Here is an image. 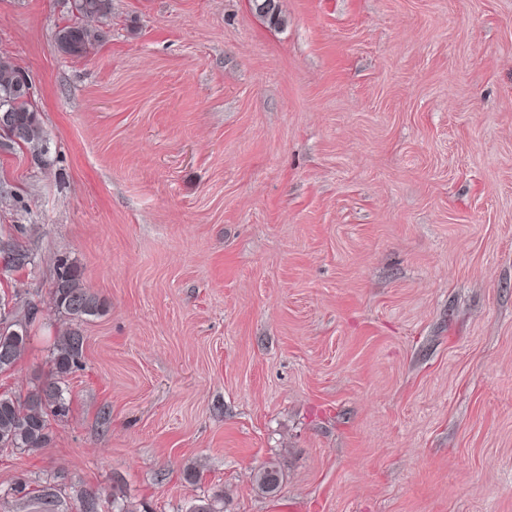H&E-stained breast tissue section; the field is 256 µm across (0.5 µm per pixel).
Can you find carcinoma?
Masks as SVG:
<instances>
[{
    "instance_id": "carcinoma-1",
    "label": "carcinoma",
    "mask_w": 512,
    "mask_h": 512,
    "mask_svg": "<svg viewBox=\"0 0 512 512\" xmlns=\"http://www.w3.org/2000/svg\"><path fill=\"white\" fill-rule=\"evenodd\" d=\"M111 2L73 0V8L81 21L64 26L55 33V42L61 53L82 57L104 38L101 27L90 26L86 21L107 19L111 13ZM256 9L270 22L279 21V0H257ZM30 83L28 73L9 61L0 60V109H9L14 125L22 131L19 145L38 157L46 149L38 113L29 95ZM0 256L16 268L30 264L28 251L12 237L0 239ZM52 300L55 308L64 314L67 326L55 332L50 377L24 396L9 389L0 390V445L5 450L20 449L34 453L47 447L50 442L49 417H64L69 411L62 384L80 364L84 347L81 325L99 313L100 303L83 287L77 271L66 266L57 276ZM34 315L29 307L23 317H18L8 308V301L0 297V372L12 369L20 359L26 345L28 323L33 321ZM257 479L262 490L273 494L280 487L282 473L276 467L268 466ZM6 496L23 505L37 500L51 506L58 501V487L48 481L20 479ZM103 508V500L97 493H79V512H103Z\"/></svg>"
}]
</instances>
